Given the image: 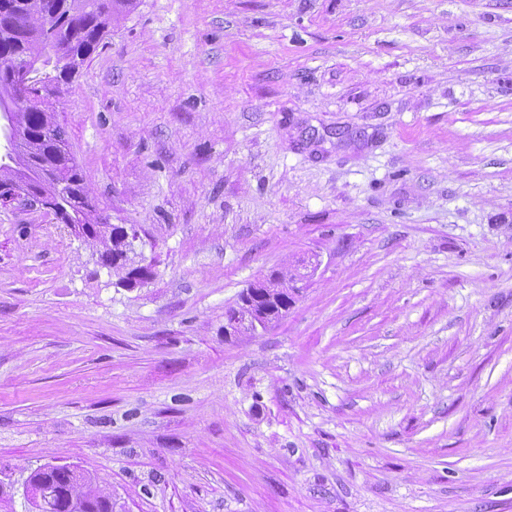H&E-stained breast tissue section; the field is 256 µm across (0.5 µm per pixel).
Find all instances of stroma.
<instances>
[{
  "label": "stroma",
  "instance_id": "stroma-1",
  "mask_svg": "<svg viewBox=\"0 0 512 512\" xmlns=\"http://www.w3.org/2000/svg\"><path fill=\"white\" fill-rule=\"evenodd\" d=\"M56 120L154 276L0 206V483L512 512V0H137ZM273 270L287 314L225 335Z\"/></svg>",
  "mask_w": 512,
  "mask_h": 512
}]
</instances>
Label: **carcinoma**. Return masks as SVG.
<instances>
[{
  "instance_id": "carcinoma-1",
  "label": "carcinoma",
  "mask_w": 512,
  "mask_h": 512,
  "mask_svg": "<svg viewBox=\"0 0 512 512\" xmlns=\"http://www.w3.org/2000/svg\"><path fill=\"white\" fill-rule=\"evenodd\" d=\"M63 10L54 18L53 27L46 28L43 15L45 0H0V58L7 57L17 67H26L35 58L44 56L43 42L51 39L56 53L53 72L41 80V96L30 108L19 112L21 122L20 146L38 163L52 164L64 160L59 168L58 182L52 186L54 214L61 215L81 228L107 222V218L94 213L88 200L83 174L73 156L64 159L61 150H69L65 130L56 122L50 97L61 92L60 86L99 47L112 25V12L133 5V0H63ZM31 164L16 175L0 171V195L8 192L14 179L31 180ZM123 227L112 225V240H97L102 245L101 262L123 273L129 281L128 257L122 240ZM255 292L274 298L275 308L288 307V272L269 288ZM97 491L91 479L83 473L59 480L44 488L43 512H62L63 500L68 494L79 496Z\"/></svg>"
}]
</instances>
